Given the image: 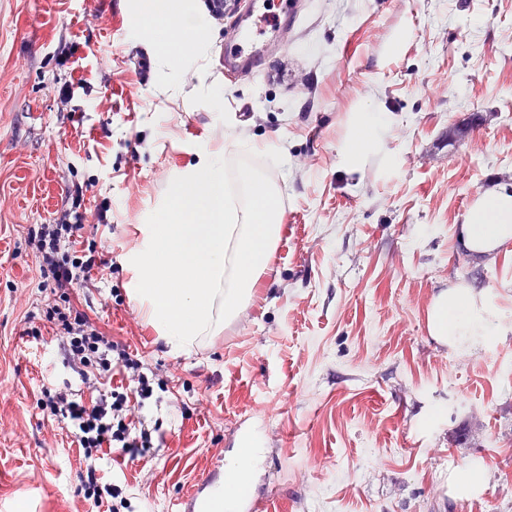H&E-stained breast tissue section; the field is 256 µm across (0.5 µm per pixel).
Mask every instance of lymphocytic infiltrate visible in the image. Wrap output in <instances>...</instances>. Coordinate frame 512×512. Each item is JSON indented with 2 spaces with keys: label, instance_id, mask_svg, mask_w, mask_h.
<instances>
[{
  "label": "lymphocytic infiltrate",
  "instance_id": "f902f5d3",
  "mask_svg": "<svg viewBox=\"0 0 512 512\" xmlns=\"http://www.w3.org/2000/svg\"><path fill=\"white\" fill-rule=\"evenodd\" d=\"M68 199L53 223L31 229L29 243L47 294L42 317L59 342L62 361L100 395L87 400L68 390L46 389L39 406L73 434L82 450L84 466L78 478L83 498L98 508L122 493L121 485L106 480L101 465L106 452L135 462L154 446L153 430L142 411L154 395L156 373L129 344L112 340L78 304L77 289L91 287L94 275L107 268L108 261L96 240L85 235L82 185H72Z\"/></svg>",
  "mask_w": 512,
  "mask_h": 512
}]
</instances>
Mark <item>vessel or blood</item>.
<instances>
[{
	"label": "vessel or blood",
	"mask_w": 512,
	"mask_h": 512,
	"mask_svg": "<svg viewBox=\"0 0 512 512\" xmlns=\"http://www.w3.org/2000/svg\"><path fill=\"white\" fill-rule=\"evenodd\" d=\"M281 21V14L263 7L260 0H246L240 17L238 41L224 55L225 69L240 71L256 65Z\"/></svg>",
	"instance_id": "b4317fda"
}]
</instances>
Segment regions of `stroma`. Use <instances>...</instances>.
Masks as SVG:
<instances>
[{
    "label": "stroma",
    "mask_w": 512,
    "mask_h": 512,
    "mask_svg": "<svg viewBox=\"0 0 512 512\" xmlns=\"http://www.w3.org/2000/svg\"><path fill=\"white\" fill-rule=\"evenodd\" d=\"M112 2L0 0V512L89 509L74 437L37 405L42 388L82 384L51 334H23L46 296L28 230L75 182L112 261L93 316L164 381L144 411L164 441L119 464L120 512H182L244 435L262 448L249 496L274 512H512V238L479 256L466 232L486 194H512V0H299L257 71L229 76L237 11L209 19L204 64L172 76ZM369 100L392 122L349 172L336 153ZM270 140L285 159L260 163L283 212L270 264L216 335L171 353L123 256L200 147L233 160ZM453 289L491 335L433 333Z\"/></svg>",
    "instance_id": "1"
}]
</instances>
